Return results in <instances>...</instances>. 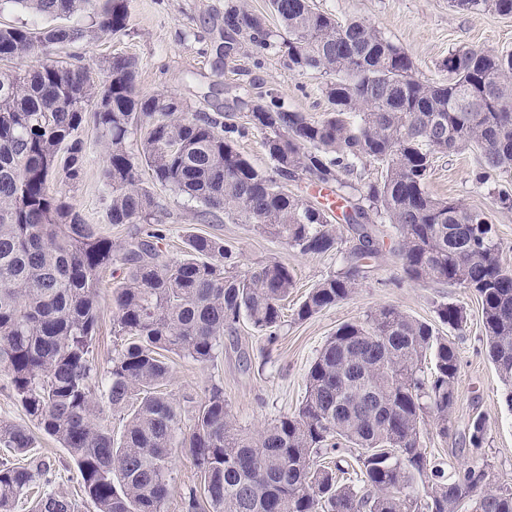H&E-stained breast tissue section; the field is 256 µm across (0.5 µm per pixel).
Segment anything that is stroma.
<instances>
[{
	"label": "stroma",
	"instance_id": "35a3bbf8",
	"mask_svg": "<svg viewBox=\"0 0 512 512\" xmlns=\"http://www.w3.org/2000/svg\"><path fill=\"white\" fill-rule=\"evenodd\" d=\"M227 0H130L125 32L107 35L93 44L49 48L60 60H81L104 79L106 60L116 55L134 57L139 65L137 89L145 95L165 94L179 98L190 110L204 112L220 123L241 128L234 141L238 151L259 171L270 174L274 165L262 146L260 130L250 125L237 100L242 96L264 97L274 93L290 110L319 118L329 109L323 93L326 75L291 72L279 47L259 49L238 40L230 54L218 55L224 42V6ZM316 6L337 19L360 20L375 25L413 59L419 77L445 79L439 65L454 48L512 51V16L488 11L464 12L450 0H315ZM86 146L83 173L74 182L54 181V190L74 203L85 223L113 243L145 235L144 224H113L108 219L112 191L102 178L104 143L93 122L79 131ZM480 167L474 149H462L436 159L427 183L438 198H453L487 217L498 247L501 265L512 270V211L499 209L495 194L512 189V173L491 178L483 189L473 182ZM142 185L156 204V220L165 230L159 244L164 260H177L185 253L187 233L214 234L223 238L239 269L275 257L288 264L296 286L284 311V323L275 341L240 322L236 332L225 335L224 351L211 363L178 358L168 383L177 397L202 394L219 386L237 426L258 431L274 419L298 409L306 386V374L326 340L343 323L361 320L382 306H393L426 322H436V309L443 303L462 305L468 315L464 330L440 326V334L453 342L459 360L455 388L457 399L449 417L447 437L427 428L424 446L445 472L470 463L469 427L476 417L485 423V451L493 465L494 483L512 486V409L506 386L490 361L481 317V303L464 288L449 284H422L408 279L395 252L398 234L393 225L376 226L382 246L378 261L360 279L355 293L335 307L301 321L296 310L319 281L344 266L342 253L304 254L280 240L258 232L253 225L224 218H201L199 203L176 195L170 188L142 174ZM125 275L121 263H113L100 276V331L94 351L99 378H106L115 353L112 334V292ZM34 454L47 464L55 486L92 512L83 494L77 469L66 450L43 432H36ZM200 476L191 456L176 449L166 512H183V499Z\"/></svg>",
	"mask_w": 512,
	"mask_h": 512
}]
</instances>
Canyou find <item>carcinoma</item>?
I'll return each instance as SVG.
<instances>
[{
    "mask_svg": "<svg viewBox=\"0 0 512 512\" xmlns=\"http://www.w3.org/2000/svg\"><path fill=\"white\" fill-rule=\"evenodd\" d=\"M23 10L69 19L86 13L90 26L35 31L0 26V368L29 422L55 439L75 463L93 512H165L175 448H187L203 480L190 489L185 512H512V487L493 486L478 459L451 475L423 448L427 418L448 436L456 402V349L433 325L382 306L340 325L310 366L298 410L258 433L239 429L224 390L213 386L194 403L189 432L184 408L165 390L175 355L216 359L224 334L246 319L276 334L294 273L275 258L244 271L229 263L224 239L192 234L187 254L163 261L156 229L124 245L86 224L67 197L50 188L63 173L82 174L78 130L92 117L106 147L103 180L112 188L109 222L148 224L155 203L141 169L204 214L224 213L304 254L339 248L343 235L329 212L288 190L306 176L333 190L352 232L347 266L317 283L297 310L308 319L347 300L378 255L372 227L392 224L397 255L414 282L458 285L481 302L488 356L508 387L512 407V272L502 269L482 212L430 195L433 160L472 147L481 156L475 182L512 171V52L461 47L429 83L411 56L375 26L340 22L313 0H270L281 21L288 70L334 76L324 89L331 111L315 119L270 102H242L263 131L274 175L255 169L219 131L217 120L191 112L175 96L142 95L137 61L115 56L95 84L79 63H18L55 45L89 43L126 29L129 0H13ZM464 11L512 15V0H453ZM226 39L260 48L273 31L244 4L224 10ZM143 130L139 156L127 135ZM380 179L357 185L361 166ZM127 272L115 288L112 334L121 341L101 396L126 415L120 439L100 420L93 352L99 331V281L112 260ZM440 322L461 331L463 307L444 303ZM367 399L374 408L363 406ZM31 429L0 421V448L27 455ZM484 422H472L469 444L479 452ZM353 448L360 479L342 483L317 457ZM32 512H79L52 487L47 469L0 462V512H15L32 493Z\"/></svg>",
    "mask_w": 512,
    "mask_h": 512,
    "instance_id": "1",
    "label": "carcinoma"
}]
</instances>
